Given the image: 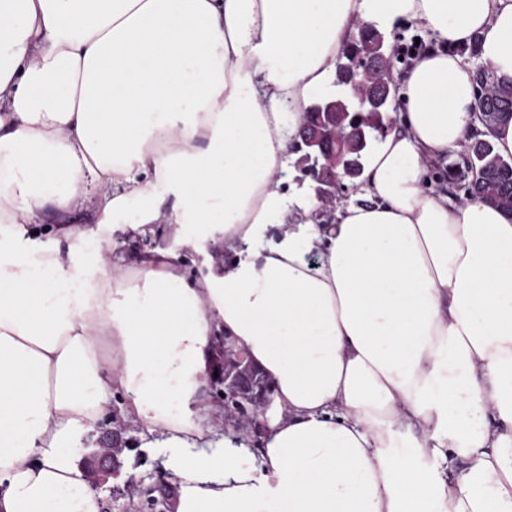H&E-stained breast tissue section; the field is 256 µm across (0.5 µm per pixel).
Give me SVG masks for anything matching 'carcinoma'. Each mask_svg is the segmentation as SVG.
I'll return each instance as SVG.
<instances>
[{"label":"carcinoma","instance_id":"cac0c4a2","mask_svg":"<svg viewBox=\"0 0 512 512\" xmlns=\"http://www.w3.org/2000/svg\"><path fill=\"white\" fill-rule=\"evenodd\" d=\"M383 42L386 57L369 65L362 91L377 97L394 75L395 48L388 47L387 39L379 29L364 28L352 38L337 63L336 79H341L344 65L364 53L371 52L377 42ZM474 96L478 121L482 131L477 133L464 154L462 165H450L440 173L439 181L460 191L458 200L480 198L502 211L512 214V158H503L494 150L488 139L494 127L512 119V79L502 78L490 69L474 72ZM390 104L367 106L357 112L349 107H336V128L352 121L365 131V139L336 138V159H365L373 142L384 137L389 129L386 112Z\"/></svg>","mask_w":512,"mask_h":512}]
</instances>
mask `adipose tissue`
Returning <instances> with one entry per match:
<instances>
[{
  "mask_svg": "<svg viewBox=\"0 0 512 512\" xmlns=\"http://www.w3.org/2000/svg\"><path fill=\"white\" fill-rule=\"evenodd\" d=\"M402 18L436 47L359 201L287 222L307 108ZM476 35L512 78V0H0V512H102L75 451L119 393L171 512H512V215L426 181L473 128ZM159 226L232 259L115 254ZM223 337L274 390L256 454L203 404Z\"/></svg>",
  "mask_w": 512,
  "mask_h": 512,
  "instance_id": "1",
  "label": "adipose tissue"
}]
</instances>
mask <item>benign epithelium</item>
<instances>
[{"label":"benign epithelium","mask_w":512,"mask_h":512,"mask_svg":"<svg viewBox=\"0 0 512 512\" xmlns=\"http://www.w3.org/2000/svg\"><path fill=\"white\" fill-rule=\"evenodd\" d=\"M365 69L360 63L350 65L348 76L342 80L338 93L317 98L314 110L321 113L318 126L304 125L300 137L305 145L304 173L315 182V195L319 207L315 216L332 213L336 204V186L341 174L336 172V155L328 153L326 144L336 140V96L346 99L351 106L360 107L368 103L360 94L359 77ZM209 386L224 387V421L238 428L255 433L263 430L265 414L274 400V391L257 368L229 342H224V374L208 379ZM82 465L87 470L92 486L102 487L109 479L120 473L122 462L112 454L110 448H97L86 456Z\"/></svg>","instance_id":"obj_1"}]
</instances>
